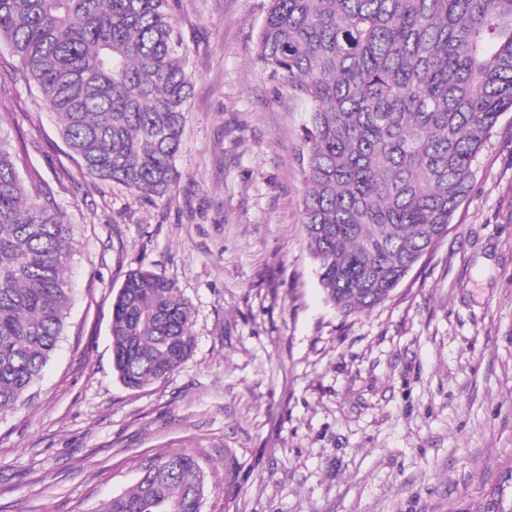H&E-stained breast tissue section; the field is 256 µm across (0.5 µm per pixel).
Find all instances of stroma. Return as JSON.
<instances>
[{
  "label": "stroma",
  "mask_w": 512,
  "mask_h": 512,
  "mask_svg": "<svg viewBox=\"0 0 512 512\" xmlns=\"http://www.w3.org/2000/svg\"><path fill=\"white\" fill-rule=\"evenodd\" d=\"M268 0H174L192 92L172 199L84 175L5 71L0 132L71 224L72 305L25 407L0 416V512H102L191 453L202 512H512V112L447 237L391 298L326 303L301 223L300 98L258 57ZM145 268L192 306L168 378L112 370V297Z\"/></svg>",
  "instance_id": "stroma-1"
}]
</instances>
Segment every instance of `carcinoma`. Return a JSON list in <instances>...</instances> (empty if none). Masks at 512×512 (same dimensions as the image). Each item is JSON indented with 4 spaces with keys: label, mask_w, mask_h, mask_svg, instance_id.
Listing matches in <instances>:
<instances>
[{
    "label": "carcinoma",
    "mask_w": 512,
    "mask_h": 512,
    "mask_svg": "<svg viewBox=\"0 0 512 512\" xmlns=\"http://www.w3.org/2000/svg\"><path fill=\"white\" fill-rule=\"evenodd\" d=\"M0 43L82 171L173 197L191 75L172 0H0ZM258 49L308 112L302 224L319 286L341 313L368 311L447 237L512 112V0H269ZM73 255L59 205L0 135V414L27 404L63 336ZM110 332L113 371L142 388L192 355L193 309L135 269ZM204 496L194 455L158 456L103 512H201Z\"/></svg>",
    "instance_id": "cac0c4a2"
}]
</instances>
